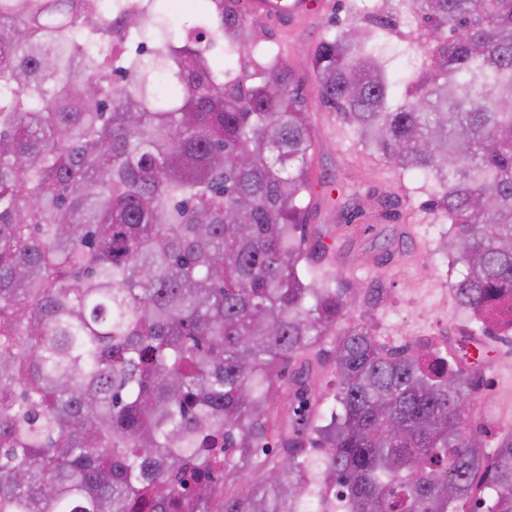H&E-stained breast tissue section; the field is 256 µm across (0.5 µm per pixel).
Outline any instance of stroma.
Returning a JSON list of instances; mask_svg holds the SVG:
<instances>
[{"label": "stroma", "mask_w": 512, "mask_h": 512, "mask_svg": "<svg viewBox=\"0 0 512 512\" xmlns=\"http://www.w3.org/2000/svg\"><path fill=\"white\" fill-rule=\"evenodd\" d=\"M351 3L326 0L320 13L285 27L248 17L241 37L277 42L282 58L303 67L329 33L368 14L390 17L383 31L384 54L395 80L392 97L400 99L405 81L425 69L433 33L407 23L390 0H368L359 12ZM301 76L314 141L307 237L327 243L331 267L361 284L356 313L387 345L396 346L401 336L425 334L435 342L447 340L449 351L472 352L468 370L478 383L473 425L488 447H497L512 436V335L480 336L478 322L458 306L450 285L460 267L443 247L447 225L428 212L427 177L396 169L364 150L335 113L314 103L313 73L303 68ZM307 383L319 399L311 426L329 424L340 411L330 362L315 365Z\"/></svg>", "instance_id": "1"}]
</instances>
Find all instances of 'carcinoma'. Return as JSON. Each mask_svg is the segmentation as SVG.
I'll return each instance as SVG.
<instances>
[{"mask_svg":"<svg viewBox=\"0 0 512 512\" xmlns=\"http://www.w3.org/2000/svg\"><path fill=\"white\" fill-rule=\"evenodd\" d=\"M158 0H0V512H512V439L470 427L467 355L386 349L353 319L352 284L300 232L313 142L301 79L214 60L243 21L196 0L184 43ZM435 34L391 104L384 16L308 61L316 98L395 167L430 179L450 225L458 305L512 298V0H400ZM333 355L341 413L278 433L285 368ZM288 449L267 466L257 449ZM220 478L251 488L219 497ZM491 491L487 498L486 491Z\"/></svg>","mask_w":512,"mask_h":512,"instance_id":"obj_1","label":"carcinoma"}]
</instances>
